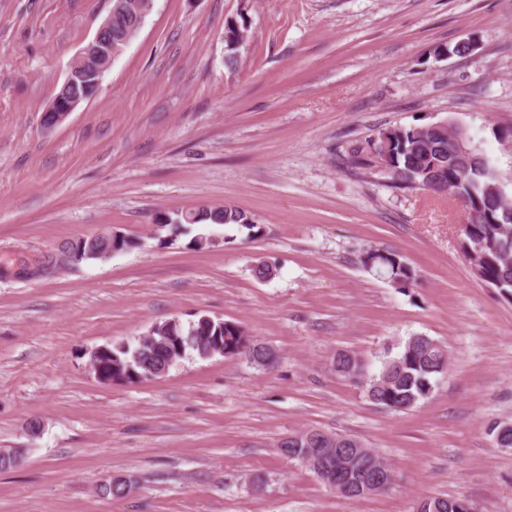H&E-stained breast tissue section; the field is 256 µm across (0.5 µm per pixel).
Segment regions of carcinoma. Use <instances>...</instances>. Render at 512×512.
Segmentation results:
<instances>
[{"mask_svg": "<svg viewBox=\"0 0 512 512\" xmlns=\"http://www.w3.org/2000/svg\"><path fill=\"white\" fill-rule=\"evenodd\" d=\"M132 19L124 16L112 18V53H118L126 44V33ZM247 27V17L226 22L224 42L227 54L225 67L234 70L238 65V31ZM100 83L92 80L76 86L62 84L53 99L60 105L71 101L84 102L96 95ZM464 140L469 133L461 128H448V123L439 122L419 126H395L379 132L370 150H355L350 163L358 169H369L378 174L377 151H385L383 161L389 169L387 182L392 187L404 190H424L453 198L469 201L466 229L463 239L470 246L480 247L477 271L474 275L484 284L508 293L512 291V223L503 224V207L512 209V199L506 194L497 170L487 156L468 143L470 153L461 156L456 149V138ZM158 223L162 226L200 225L201 233H207L208 225H238L249 230L255 227L252 214L226 204L222 208L199 206L173 216L164 215ZM112 245L101 241L77 257L71 253L72 243L67 242L52 253L41 256L32 265L13 269L0 265V277H38L54 270L82 261L103 260ZM362 265L376 276L400 289L416 285V274L396 252L368 250L360 259ZM222 350H217V342ZM107 355L100 358L102 368L108 377L138 378L151 381L165 376L178 361L188 355L200 359L215 356L235 358L251 356L252 365L258 368L270 366L275 361L273 351L263 343L249 336L241 326L223 322L202 315L193 322L182 323L166 329L163 324L149 339L136 343L106 345ZM336 375L361 386L375 404L394 411L413 408L427 397L432 388V379L448 366V353L438 341L416 335L409 337L399 346L395 355L387 356L378 373H365V366L356 354L340 350L332 359ZM312 433L324 436L311 445L306 441H289L279 448L280 454L291 453L297 448H342L345 462L367 468H380L386 461L362 441L348 434L325 433L314 429ZM424 512H461L457 498L431 497Z\"/></svg>", "mask_w": 512, "mask_h": 512, "instance_id": "cac0c4a2", "label": "carcinoma"}]
</instances>
